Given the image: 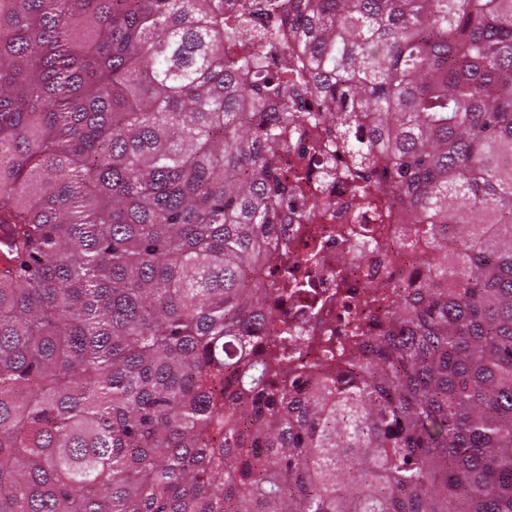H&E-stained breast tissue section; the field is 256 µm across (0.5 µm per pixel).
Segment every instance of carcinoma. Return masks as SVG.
Returning a JSON list of instances; mask_svg holds the SVG:
<instances>
[{
  "mask_svg": "<svg viewBox=\"0 0 512 512\" xmlns=\"http://www.w3.org/2000/svg\"><path fill=\"white\" fill-rule=\"evenodd\" d=\"M5 2L0 512H512V0ZM303 122L430 238L317 369L256 345Z\"/></svg>",
  "mask_w": 512,
  "mask_h": 512,
  "instance_id": "carcinoma-1",
  "label": "carcinoma"
}]
</instances>
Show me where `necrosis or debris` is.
Instances as JSON below:
<instances>
[{
	"label": "necrosis or debris",
	"instance_id": "obj_1",
	"mask_svg": "<svg viewBox=\"0 0 512 512\" xmlns=\"http://www.w3.org/2000/svg\"><path fill=\"white\" fill-rule=\"evenodd\" d=\"M281 176L289 183L302 186L307 196L322 199L318 213H310L306 198L291 200L294 219L280 225L279 241L287 251H272L270 265H288V300L282 310L292 335L305 342L293 356L298 365L314 366L324 360L325 345L345 342L354 327H367L369 313L360 308H343L345 292H364L366 287H390L414 279L415 265L406 261L386 264L380 248L367 249L359 259L341 261L344 247L336 237V228L344 224L362 232L380 226L384 238L401 235L402 225L394 217L380 222L357 221L349 209L350 188L344 177L319 175L318 163L309 162L300 150L289 148L273 160Z\"/></svg>",
	"mask_w": 512,
	"mask_h": 512
}]
</instances>
